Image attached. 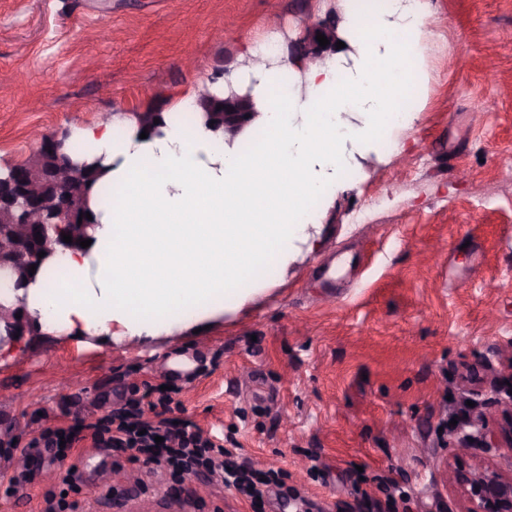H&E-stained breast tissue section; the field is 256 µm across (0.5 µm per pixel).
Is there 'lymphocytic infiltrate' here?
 <instances>
[{
    "label": "lymphocytic infiltrate",
    "instance_id": "1",
    "mask_svg": "<svg viewBox=\"0 0 512 512\" xmlns=\"http://www.w3.org/2000/svg\"><path fill=\"white\" fill-rule=\"evenodd\" d=\"M146 393L150 402L132 394L106 416L79 418L69 426L50 425L25 444L0 450L1 457L15 463L12 470H0V490L15 496L34 482L38 469L46 467L55 471L56 484L44 493L41 512H78L79 502L71 494L85 482L76 461L86 438L94 448L123 449L130 460L175 476L204 475L252 503L275 484L274 471L262 474L235 462L234 452L221 439L205 434L195 423H174V391L150 384Z\"/></svg>",
    "mask_w": 512,
    "mask_h": 512
}]
</instances>
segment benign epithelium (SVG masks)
<instances>
[{
    "mask_svg": "<svg viewBox=\"0 0 512 512\" xmlns=\"http://www.w3.org/2000/svg\"><path fill=\"white\" fill-rule=\"evenodd\" d=\"M323 34L329 44L321 47L316 40ZM298 52L312 62L336 52V32L330 24H308L297 43ZM248 98L235 93L224 99V111L217 115L224 123V134L233 137L248 126L255 113L247 105ZM25 178L18 180L16 194L3 203L0 201V243L10 252L11 261L22 265L32 259L38 250L37 241L24 235L18 223L37 227L40 237L49 239L48 230L74 222L73 215L85 202L79 200L73 184L74 170H59L48 164L42 154L20 165ZM449 479L463 493L464 512H512V477L485 468L474 469L456 456L448 471Z\"/></svg>",
    "mask_w": 512,
    "mask_h": 512,
    "instance_id": "1",
    "label": "benign epithelium"
}]
</instances>
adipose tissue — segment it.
Returning a JSON list of instances; mask_svg holds the SVG:
<instances>
[{
    "label": "adipose tissue",
    "instance_id": "adipose-tissue-1",
    "mask_svg": "<svg viewBox=\"0 0 512 512\" xmlns=\"http://www.w3.org/2000/svg\"><path fill=\"white\" fill-rule=\"evenodd\" d=\"M337 29L351 53L312 63L285 55L269 29L245 44L243 66L209 91L249 95L257 113L234 141L206 128L196 89L169 123L142 135L137 121L72 127L71 158L93 164L110 189L91 193L96 225L86 248L58 250L20 291L46 332L122 338L179 336L241 307L286 267L297 244L315 247L311 200L352 189L358 155L418 118V67L429 10L410 0H364Z\"/></svg>",
    "mask_w": 512,
    "mask_h": 512
}]
</instances>
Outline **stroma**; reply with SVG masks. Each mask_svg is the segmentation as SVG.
<instances>
[{
  "mask_svg": "<svg viewBox=\"0 0 512 512\" xmlns=\"http://www.w3.org/2000/svg\"><path fill=\"white\" fill-rule=\"evenodd\" d=\"M337 0H0V161L36 151L34 131L172 116L179 92L239 65L243 43L276 26L294 42L309 21L340 20ZM418 121L405 150L359 160L355 188L317 221L273 286L200 333L141 343L54 336L31 326L0 342V439L31 437L171 360L172 415L235 440L255 469H275L287 499L264 512H460L445 472L455 453L512 475V449H461L451 421L505 426L512 414V0H429ZM364 213L366 223L353 221ZM84 512H251L196 476L177 483L126 454L83 459ZM398 484L380 490L381 479Z\"/></svg>",
  "mask_w": 512,
  "mask_h": 512,
  "instance_id": "35a3bbf8",
  "label": "stroma"
}]
</instances>
